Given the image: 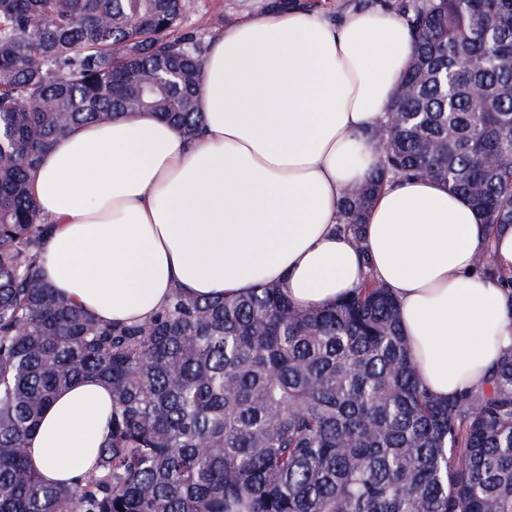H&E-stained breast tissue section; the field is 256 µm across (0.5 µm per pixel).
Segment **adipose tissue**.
<instances>
[{"instance_id": "1", "label": "adipose tissue", "mask_w": 512, "mask_h": 512, "mask_svg": "<svg viewBox=\"0 0 512 512\" xmlns=\"http://www.w3.org/2000/svg\"><path fill=\"white\" fill-rule=\"evenodd\" d=\"M396 11L265 10L210 38L202 134L144 114L67 133L30 182L51 227L39 274L104 324L137 325L174 290L198 299L286 285L319 310L373 277L395 296L421 385L436 399L485 386L512 347V303L476 263L512 274V229L489 234L426 176L381 191L361 239L338 232L343 189L379 162L380 124L411 61ZM112 394L88 376L59 392L28 442L50 484L93 470Z\"/></svg>"}]
</instances>
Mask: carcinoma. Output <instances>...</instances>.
Returning <instances> with one entry per match:
<instances>
[{
	"label": "carcinoma",
	"instance_id": "cac0c4a2",
	"mask_svg": "<svg viewBox=\"0 0 512 512\" xmlns=\"http://www.w3.org/2000/svg\"><path fill=\"white\" fill-rule=\"evenodd\" d=\"M191 6L0 0V512H512V348L484 388L435 399L396 299L370 277L317 311L279 284L221 300L176 290L136 326L101 324L40 278L47 225L29 182L60 137L143 112L196 136L206 44L178 32ZM395 7L413 61L337 229L361 239L381 189L423 174L511 227L512 0ZM479 269L512 290L491 255ZM89 374L112 389L109 440L86 480L46 485L27 439Z\"/></svg>",
	"mask_w": 512,
	"mask_h": 512
}]
</instances>
